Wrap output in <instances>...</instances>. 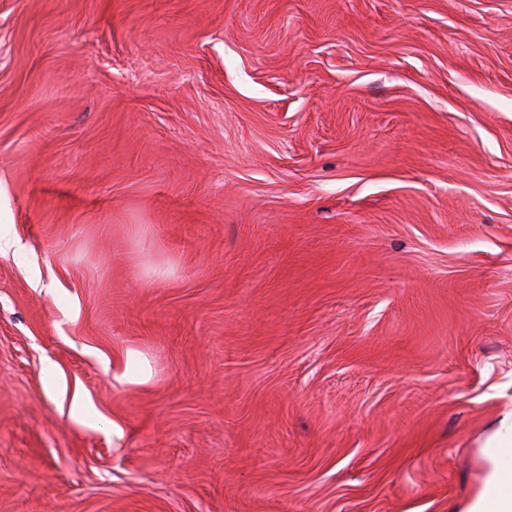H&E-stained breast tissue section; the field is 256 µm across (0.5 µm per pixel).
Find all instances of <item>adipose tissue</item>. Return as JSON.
Masks as SVG:
<instances>
[{
  "instance_id": "1",
  "label": "adipose tissue",
  "mask_w": 512,
  "mask_h": 512,
  "mask_svg": "<svg viewBox=\"0 0 512 512\" xmlns=\"http://www.w3.org/2000/svg\"><path fill=\"white\" fill-rule=\"evenodd\" d=\"M493 470L466 512H512V418L502 421L488 442Z\"/></svg>"
}]
</instances>
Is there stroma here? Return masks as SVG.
Masks as SVG:
<instances>
[{
  "instance_id": "35a3bbf8",
  "label": "stroma",
  "mask_w": 512,
  "mask_h": 512,
  "mask_svg": "<svg viewBox=\"0 0 512 512\" xmlns=\"http://www.w3.org/2000/svg\"><path fill=\"white\" fill-rule=\"evenodd\" d=\"M0 235V512H464L512 0H0ZM151 377V369L146 359L136 358L134 355L128 356L127 368L120 376V381L131 384H145Z\"/></svg>"
}]
</instances>
